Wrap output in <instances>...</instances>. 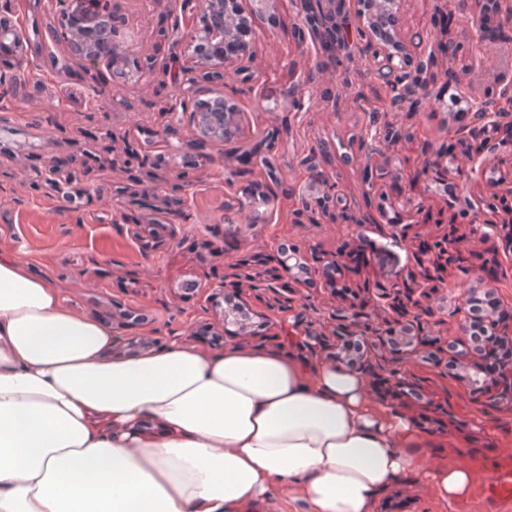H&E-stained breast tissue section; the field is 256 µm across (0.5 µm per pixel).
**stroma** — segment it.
Listing matches in <instances>:
<instances>
[{
    "mask_svg": "<svg viewBox=\"0 0 512 512\" xmlns=\"http://www.w3.org/2000/svg\"><path fill=\"white\" fill-rule=\"evenodd\" d=\"M112 6L126 19L133 53L150 58L152 67L116 82L108 69L88 70L77 61L80 80L64 86L41 59L34 61L25 88L0 95V254L18 258L30 275L55 289L64 306L111 325L117 335L148 337L154 350L177 342L210 352L214 335L233 341L223 333L209 291L223 281L248 311L251 336L243 340L245 348L278 350L287 337L300 339L308 330L334 340V310L353 304L370 314L382 334L393 314L377 308V289L421 280L432 266L426 243L446 237L455 260L435 272L431 305L463 303L476 286L475 275L491 263L498 267L497 295L512 307V245L474 236L445 205L424 167L425 158L444 150L459 161L475 151L476 142L457 135L468 118H456L442 104L423 103L417 111L394 114L404 131L401 140L367 153L359 136L371 112L386 109L384 85L363 56L342 62L320 44L300 46L302 19L294 0H273L252 16L259 35L254 80L243 81L231 68L224 74L225 92L247 115L244 140L278 132L277 181H269L258 165L242 170L236 153L221 145L209 147L208 159L186 173L180 156L162 149L155 153L152 177H135L126 167L111 170V160L124 159L129 141L148 140L163 126H170L171 140L183 153L192 151L194 139L187 123H172L164 111L178 88L164 73L173 44L157 32L181 25V18L169 0H112ZM454 9L455 0H407L405 33L422 37L416 53L423 57L436 40L453 42L452 55H438L429 73L440 94L473 85L497 97L504 47H481L463 36L464 20L443 25L442 13ZM96 85L105 86L114 107L84 104ZM57 157L73 162L79 195L69 205L29 178ZM490 166L491 173L470 179L452 167L448 179L479 206L484 220L504 224L512 221V156L496 155ZM328 185L342 197L344 212L296 222L299 197L320 196ZM270 191L277 195L271 208L263 203ZM156 195L165 198L166 210L177 212L178 234L169 239L164 225H153L160 242L144 250L130 226L143 216L140 200ZM282 244L302 246L309 268L294 296L303 315L299 322L246 277L254 255ZM329 254L339 258L330 285L321 274ZM200 275L208 287L182 290L184 281ZM82 279L94 282L95 291L80 289ZM401 367L415 391L385 396L383 381L369 375L370 398L384 400L421 430L427 441L421 467L471 465L478 488L466 502L444 509L428 484L399 483L383 496L378 512H512V502L497 503L482 492L488 461L512 471V410L474 402L447 367L415 355Z\"/></svg>",
    "mask_w": 512,
    "mask_h": 512,
    "instance_id": "35a3bbf8",
    "label": "stroma"
}]
</instances>
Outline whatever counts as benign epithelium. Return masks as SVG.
Listing matches in <instances>:
<instances>
[{"label": "benign epithelium", "instance_id": "1", "mask_svg": "<svg viewBox=\"0 0 512 512\" xmlns=\"http://www.w3.org/2000/svg\"><path fill=\"white\" fill-rule=\"evenodd\" d=\"M47 12L57 16L58 24L53 26L54 43L63 40L70 43V55L63 57L55 53L46 54L44 42L35 43L20 28L10 22H0V49L14 57L15 67L23 73L33 59L47 57L58 77L73 75L71 61L80 60L91 65H104L113 72H123L130 67V53L126 42L119 39L124 20L110 9V0H41ZM329 10L322 8V0H295L300 7L312 6V12L305 17V25L299 30V44L304 46L312 40L324 43L325 27L336 18V12L346 9L349 0H328ZM407 0H355L354 22L362 40V52L368 57L371 70L384 81L387 90V105L391 112H411L422 100L438 101L440 97L433 85L424 81L421 73L425 62L413 59L414 46L404 33L403 18ZM244 0H173L174 10L189 19L180 31L179 41L191 49L193 68L203 71L201 77L180 80V97L167 106V112L180 111L188 115L189 125L195 134L194 154L183 155V164L194 165L200 158L208 157L207 149L215 143L235 145V151L244 162H252L254 152L238 140L239 127L243 121V110L229 97L224 88H204L201 80H215L224 77L223 69L235 64L248 81L252 77L249 64L254 62V45L258 34L253 28L243 6ZM480 0H457L460 15L471 16L473 26L461 33L483 44L488 37L481 34L477 7ZM512 69L500 77L499 98L490 100L482 94L468 92L464 99L471 114V125L466 136L475 137L486 147L489 154L507 152L512 155ZM403 136L402 128L387 121L372 120L360 135V144L385 145L395 143ZM45 185L54 189L62 201L72 202L66 191L72 180L71 174L58 162L49 165L39 175ZM448 207L458 211L469 221L473 234L489 239L499 232V225L481 220L480 213L473 209L470 199L457 187L442 184ZM448 238L436 240L430 246L433 260L448 263L452 256L448 251ZM273 261L283 272V277L265 281L262 289L270 292L280 308H291L293 299L283 300L284 294H293L296 285L309 274L301 248L293 246L287 250L276 249ZM428 297L425 289L416 295L406 296L415 313L395 323L379 343L397 358L416 344H436L438 350H452L455 369L461 371L458 379L463 381L468 393L475 400L487 396L495 401L500 399L499 388L512 380V372L494 380L482 371L480 361L473 348L463 340L470 335L472 312L469 306L456 310L460 315L459 329L462 338L453 340L446 336H432L425 332L420 313L432 311L423 308V299ZM377 306L397 310L401 307L400 289L383 290L377 298ZM220 317L226 325L237 327V336L246 337V316L238 307L220 309ZM337 329L335 335L340 343L332 358L356 370L367 368L366 359L351 354L354 345L370 341L369 315L351 308L335 311Z\"/></svg>", "mask_w": 512, "mask_h": 512}]
</instances>
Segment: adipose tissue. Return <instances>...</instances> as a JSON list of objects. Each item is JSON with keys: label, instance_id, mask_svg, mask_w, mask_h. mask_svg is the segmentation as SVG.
Returning a JSON list of instances; mask_svg holds the SVG:
<instances>
[{"label": "adipose tissue", "instance_id": "obj_1", "mask_svg": "<svg viewBox=\"0 0 512 512\" xmlns=\"http://www.w3.org/2000/svg\"><path fill=\"white\" fill-rule=\"evenodd\" d=\"M111 344L0 257V512H274L288 495L376 512L415 471L423 436L356 370L233 345L108 359ZM424 477L447 506L476 482L464 464Z\"/></svg>", "mask_w": 512, "mask_h": 512}]
</instances>
